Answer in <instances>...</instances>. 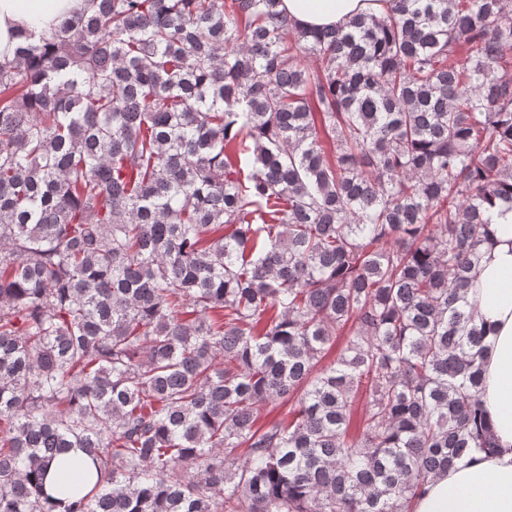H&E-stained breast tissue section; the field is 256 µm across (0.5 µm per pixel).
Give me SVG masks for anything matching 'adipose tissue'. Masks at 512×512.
Listing matches in <instances>:
<instances>
[{"label":"adipose tissue","instance_id":"ef3b65f1","mask_svg":"<svg viewBox=\"0 0 512 512\" xmlns=\"http://www.w3.org/2000/svg\"><path fill=\"white\" fill-rule=\"evenodd\" d=\"M86 6L87 0H0V59L12 57L20 30L51 31ZM385 7V0H281L280 5L303 28L343 25ZM488 230L467 300L490 329L482 357L484 401L499 451L462 459L435 476L414 512H512V210L495 211Z\"/></svg>","mask_w":512,"mask_h":512}]
</instances>
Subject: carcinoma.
<instances>
[{
    "instance_id": "1",
    "label": "carcinoma",
    "mask_w": 512,
    "mask_h": 512,
    "mask_svg": "<svg viewBox=\"0 0 512 512\" xmlns=\"http://www.w3.org/2000/svg\"><path fill=\"white\" fill-rule=\"evenodd\" d=\"M88 2L0 63V512H414L495 453L466 296L512 0ZM385 7L384 0H281L279 9L296 25L317 28L343 25L358 15H379Z\"/></svg>"
}]
</instances>
